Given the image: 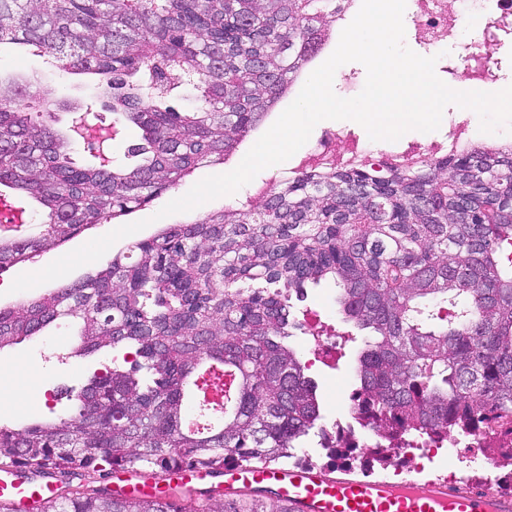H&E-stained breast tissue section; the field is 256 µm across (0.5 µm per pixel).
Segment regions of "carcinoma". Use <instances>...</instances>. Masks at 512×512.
I'll use <instances>...</instances> for the list:
<instances>
[{
    "instance_id": "obj_1",
    "label": "carcinoma",
    "mask_w": 512,
    "mask_h": 512,
    "mask_svg": "<svg viewBox=\"0 0 512 512\" xmlns=\"http://www.w3.org/2000/svg\"><path fill=\"white\" fill-rule=\"evenodd\" d=\"M336 0H0V46L22 44L65 73L99 77L112 114L141 131L132 165L73 162L52 126L92 99L26 85L0 96V188L42 213V230L0 235V272L147 206L202 164H223L306 72L335 23ZM196 92L185 112L161 106ZM334 282L364 332L352 423L406 446L496 425L512 435V145L381 172L302 170L246 205L172 224L106 266L30 300L0 305V350L58 320L69 352L123 350L78 390L73 413L0 426V464L68 487L103 465L213 475L272 463L317 430V383L288 345L289 301ZM237 374L233 409L189 431L188 382L204 364ZM39 512H289L273 497L224 501L59 493Z\"/></svg>"
}]
</instances>
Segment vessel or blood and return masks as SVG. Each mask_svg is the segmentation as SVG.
Instances as JSON below:
<instances>
[{"mask_svg": "<svg viewBox=\"0 0 512 512\" xmlns=\"http://www.w3.org/2000/svg\"><path fill=\"white\" fill-rule=\"evenodd\" d=\"M11 467L0 466V498H12L21 512L51 496L46 484L16 483ZM117 492L123 495H155L159 489L141 476L123 471L112 475ZM178 484L199 490L211 486L202 470L184 468L172 475ZM225 495L242 491L277 493L289 512H512V499L470 488L465 479L455 483L411 479L394 484L385 480H359L331 475L316 468H286L239 462L225 467L220 483Z\"/></svg>", "mask_w": 512, "mask_h": 512, "instance_id": "b4317fda", "label": "vessel or blood"}]
</instances>
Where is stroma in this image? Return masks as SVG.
Here are the masks:
<instances>
[{"label": "stroma", "instance_id": "1", "mask_svg": "<svg viewBox=\"0 0 512 512\" xmlns=\"http://www.w3.org/2000/svg\"><path fill=\"white\" fill-rule=\"evenodd\" d=\"M41 63L16 49L0 54V85L10 86L16 78H23L31 90H38ZM238 195H229L209 201L198 209L159 217V210L166 205V198L130 214V221L147 220L140 230V237H147L169 224H187L199 215L223 210L238 202ZM337 288L325 281L309 287L303 300L292 303L293 328L288 343L308 367V374L319 385L325 425L335 421L349 422L352 392L355 384V366L359 344L347 341L353 332L352 324L344 322L336 304ZM75 342L67 323L61 322L46 328L42 335L0 350V364L13 366V373L0 379V424L20 427L49 414L66 415L71 403L61 398L62 389L80 386L93 370L110 365L112 356L102 353L89 359L70 357L69 350ZM334 345L332 359H324L315 352L317 345ZM39 373V395L18 399L17 390L31 373ZM485 459L461 462L462 475L467 476L473 489L497 494L512 491V458L506 449L489 448Z\"/></svg>", "mask_w": 512, "mask_h": 512}]
</instances>
